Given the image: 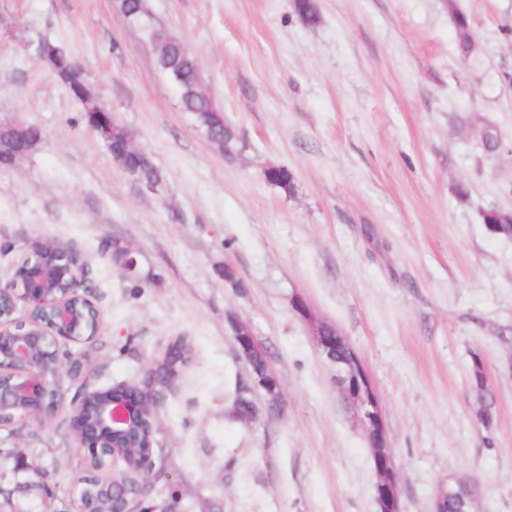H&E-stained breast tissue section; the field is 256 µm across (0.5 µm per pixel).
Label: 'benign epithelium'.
<instances>
[{
	"mask_svg": "<svg viewBox=\"0 0 512 512\" xmlns=\"http://www.w3.org/2000/svg\"><path fill=\"white\" fill-rule=\"evenodd\" d=\"M39 51L44 60L63 70L73 81V96L83 105L86 114L95 116L90 127L106 146H111L119 124L90 85L78 75L80 66L47 42ZM5 128L14 136L12 156L15 158L27 154L37 143L29 135L30 125L8 123ZM87 276L88 267L75 251L59 253L55 245L44 242L24 258L7 286L0 285V419L22 413L41 421L67 405L77 442L79 447L86 449V459L89 460L112 447L115 438L138 439L139 427L144 422L152 423V416L140 397L141 390L131 385L83 391L68 404L63 392L54 388L63 368L60 342L89 343L98 335L100 317L92 319L79 307L80 302L91 301L86 287ZM19 300L29 310H48L49 318L45 321L15 318ZM294 309L308 325L322 357L334 371L352 420L367 434L376 462L377 512H402L399 476L387 446L382 405L367 374L356 375V369L362 367L360 359L336 357V347L348 345L347 340L338 329L317 318L299 296L294 300ZM230 326L240 356L246 362H252L257 350L252 326L237 317L232 318ZM253 390L261 392L269 409L283 407L281 384L270 366L253 373ZM102 485L112 493V512H135L132 504L137 494L128 491L116 472H109L102 479ZM462 486L464 483L458 477L448 476L434 494L431 512H448V503L452 500L460 499L462 505L471 506L470 501L461 499ZM42 491L38 512H55L52 502L56 498V486L46 477Z\"/></svg>",
	"mask_w": 512,
	"mask_h": 512,
	"instance_id": "benign-epithelium-1",
	"label": "benign epithelium"
}]
</instances>
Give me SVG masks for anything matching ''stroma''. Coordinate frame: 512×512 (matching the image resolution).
<instances>
[{
  "label": "stroma",
  "mask_w": 512,
  "mask_h": 512,
  "mask_svg": "<svg viewBox=\"0 0 512 512\" xmlns=\"http://www.w3.org/2000/svg\"><path fill=\"white\" fill-rule=\"evenodd\" d=\"M148 0L196 57L206 93L247 147L229 156L181 111L148 38L117 0H0V122L38 127L0 164V282L30 241L69 245L100 310L69 343L65 398L144 386L184 340L153 404L160 477L141 512H376L371 449L293 308L302 297L359 355L383 407L403 512H428L456 474L472 512H512V239L483 212L512 209V0H457L475 35L462 57L445 0ZM81 64L98 99L163 171L138 185L36 55ZM494 126L501 146L485 151ZM282 166L293 193L267 183ZM466 185L467 196L456 193ZM132 247L139 285L112 264ZM233 265L244 285L224 280ZM251 322L283 413L226 412L251 385L229 317ZM481 358L488 391L472 387ZM69 410L0 427L70 512L85 449Z\"/></svg>",
  "instance_id": "stroma-1"
}]
</instances>
